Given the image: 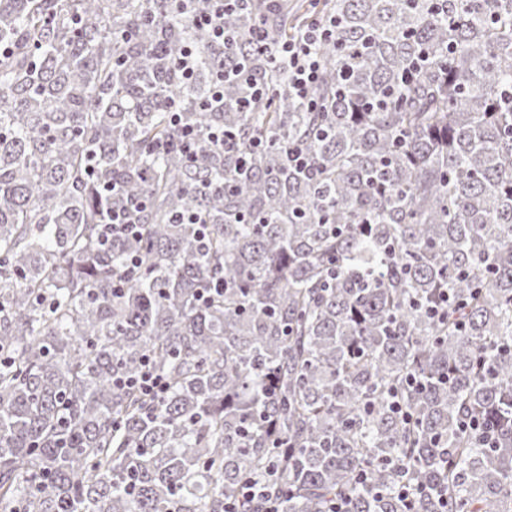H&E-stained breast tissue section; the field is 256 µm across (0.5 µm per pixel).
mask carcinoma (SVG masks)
<instances>
[{"mask_svg": "<svg viewBox=\"0 0 512 512\" xmlns=\"http://www.w3.org/2000/svg\"><path fill=\"white\" fill-rule=\"evenodd\" d=\"M319 14L313 110L246 34ZM224 29L0 0V512H224L272 475L283 512H512V0H250ZM239 65L266 93L207 105ZM121 207L139 236L101 244ZM146 359L152 403L117 384Z\"/></svg>", "mask_w": 512, "mask_h": 512, "instance_id": "cac0c4a2", "label": "carcinoma"}]
</instances>
